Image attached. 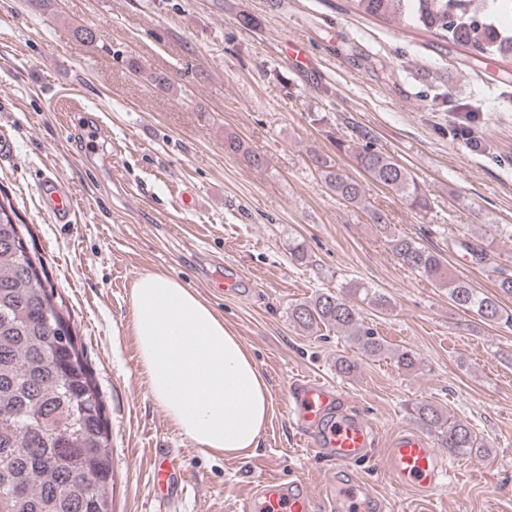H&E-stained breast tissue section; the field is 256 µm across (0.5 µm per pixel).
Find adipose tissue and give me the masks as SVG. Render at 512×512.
<instances>
[{
    "mask_svg": "<svg viewBox=\"0 0 512 512\" xmlns=\"http://www.w3.org/2000/svg\"><path fill=\"white\" fill-rule=\"evenodd\" d=\"M131 297L134 335L154 400L200 446L252 454L273 404L239 336L196 291L169 276H138Z\"/></svg>",
    "mask_w": 512,
    "mask_h": 512,
    "instance_id": "obj_1",
    "label": "adipose tissue"
}]
</instances>
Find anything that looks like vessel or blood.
<instances>
[{"instance_id": "1", "label": "vessel or blood", "mask_w": 512, "mask_h": 512, "mask_svg": "<svg viewBox=\"0 0 512 512\" xmlns=\"http://www.w3.org/2000/svg\"><path fill=\"white\" fill-rule=\"evenodd\" d=\"M38 194L42 209L54 223H72L75 197L62 178L44 177ZM287 409L311 450L337 472L320 498L326 512H393L390 500L358 476L372 459L376 430L350 408L342 389L315 380L294 381ZM387 462L397 485L414 492L437 491L447 478L446 465L430 441L409 430L392 438ZM184 481L185 474L175 458L164 454L155 458L151 488L158 500H167ZM316 499L305 479L267 474L253 485L239 512H314Z\"/></svg>"}]
</instances>
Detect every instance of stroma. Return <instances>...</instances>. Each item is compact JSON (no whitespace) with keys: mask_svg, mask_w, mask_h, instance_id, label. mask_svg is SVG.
Returning a JSON list of instances; mask_svg holds the SVG:
<instances>
[{"mask_svg":"<svg viewBox=\"0 0 512 512\" xmlns=\"http://www.w3.org/2000/svg\"><path fill=\"white\" fill-rule=\"evenodd\" d=\"M46 4L34 13L26 0H0V137L17 147L0 162V189L79 330L111 435L112 512H238L268 472L300 473L320 488L332 467L285 412L288 387L303 376L339 385L375 426L362 475L393 512H512V330L455 309L447 289L397 261L368 215L385 211L395 232L493 293L499 273L512 274V239L499 230L512 225V79L350 0ZM243 14L258 26L241 25ZM81 26L98 42L78 38ZM292 44L307 66L290 61ZM228 134L264 166L226 154ZM367 138L412 173L428 213L371 181L362 207L326 192L312 153L359 179L337 146ZM52 173L75 196L73 223H53L39 204L38 184ZM185 189L200 197L191 215L174 203ZM295 243L306 262L290 256ZM146 272L199 293L265 376L273 413L249 456L201 448L152 398L131 328V286ZM231 273L246 278L243 293L215 285ZM353 281L391 298V310L366 319L389 347L416 352L415 368L385 355L339 376L337 358L358 354L350 339L289 320L291 304ZM420 402L470 422L484 447L446 457V487L426 497L398 490L386 469L392 437L418 430L409 409ZM162 453L187 480L160 506L150 475Z\"/></svg>","mask_w":512,"mask_h":512,"instance_id":"obj_1","label":"stroma"}]
</instances>
